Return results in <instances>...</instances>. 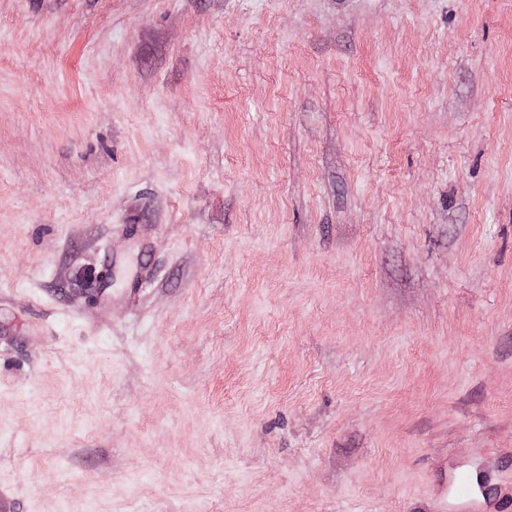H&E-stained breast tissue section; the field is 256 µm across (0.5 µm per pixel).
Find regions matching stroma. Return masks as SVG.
I'll return each instance as SVG.
<instances>
[{"label":"stroma","instance_id":"1","mask_svg":"<svg viewBox=\"0 0 512 512\" xmlns=\"http://www.w3.org/2000/svg\"><path fill=\"white\" fill-rule=\"evenodd\" d=\"M447 461L512 481V0H0L14 512H430Z\"/></svg>","mask_w":512,"mask_h":512}]
</instances>
